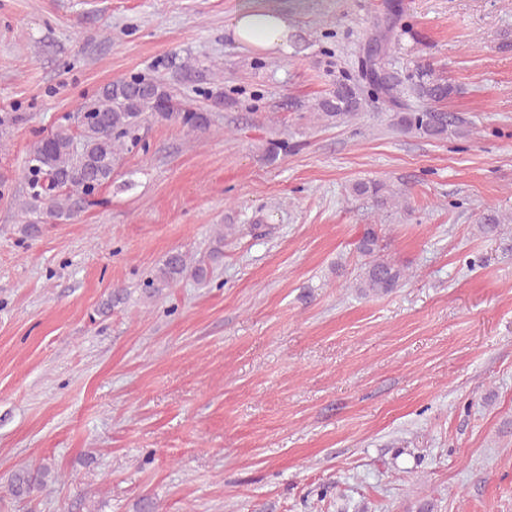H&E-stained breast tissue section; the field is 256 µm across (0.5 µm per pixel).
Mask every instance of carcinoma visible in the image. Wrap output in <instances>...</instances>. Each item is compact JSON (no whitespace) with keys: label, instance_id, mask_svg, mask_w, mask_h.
Returning <instances> with one entry per match:
<instances>
[{"label":"carcinoma","instance_id":"1","mask_svg":"<svg viewBox=\"0 0 512 512\" xmlns=\"http://www.w3.org/2000/svg\"><path fill=\"white\" fill-rule=\"evenodd\" d=\"M391 19L376 24L367 42L363 72L344 75L336 80L335 89L320 99L315 107L317 118L329 124H341L363 108L362 85L380 95L391 106L393 125L407 132H418L443 140L464 132V121L442 105L457 94V88L428 64H421L407 77L389 68L388 45ZM430 105L428 112H411L405 97ZM179 125L190 132H205L211 115L197 109L183 108L175 100L173 89L161 79L132 77L116 80L102 87L94 99L56 124L50 132L35 140L29 152L26 173L27 191L23 210L27 216L18 232L33 240L42 225L66 223L81 210L97 204L99 188L112 183L121 166L125 151L137 146L141 127L149 122ZM349 195L367 197L376 206L396 201L395 193L381 180L351 184ZM512 218L497 211L482 214L478 224L481 234L494 237L501 225ZM233 235V225L217 232L205 258L195 259L179 250L169 252L153 273L142 283L148 298L163 294L180 281L191 278L207 282L212 263L224 254V240ZM377 237L373 229L365 231L358 242L359 252L368 257L360 267L353 287L360 295L379 296L398 287L406 276L405 269L375 255ZM57 479L47 464L17 469L10 479L8 494L21 501L47 487Z\"/></svg>","mask_w":512,"mask_h":512}]
</instances>
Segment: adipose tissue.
Returning a JSON list of instances; mask_svg holds the SVG:
<instances>
[{
    "mask_svg": "<svg viewBox=\"0 0 512 512\" xmlns=\"http://www.w3.org/2000/svg\"><path fill=\"white\" fill-rule=\"evenodd\" d=\"M234 40L263 52H287L293 27L288 15L273 11H244L230 24Z\"/></svg>",
    "mask_w": 512,
    "mask_h": 512,
    "instance_id": "1",
    "label": "adipose tissue"
}]
</instances>
